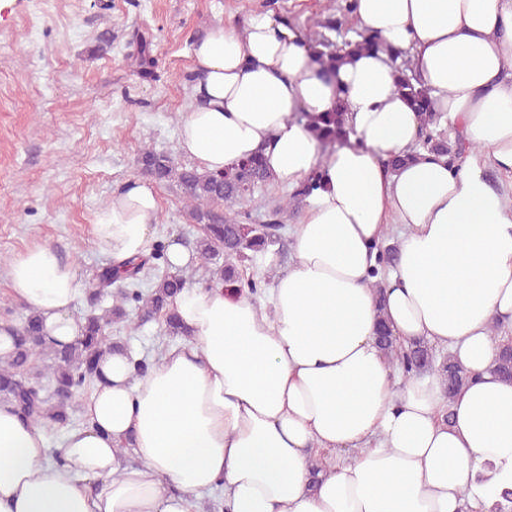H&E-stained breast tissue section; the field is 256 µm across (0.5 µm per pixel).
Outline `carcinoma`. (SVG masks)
<instances>
[{
    "instance_id": "obj_1",
    "label": "carcinoma",
    "mask_w": 512,
    "mask_h": 512,
    "mask_svg": "<svg viewBox=\"0 0 512 512\" xmlns=\"http://www.w3.org/2000/svg\"><path fill=\"white\" fill-rule=\"evenodd\" d=\"M397 87L422 113L421 139L431 150L448 154L441 142H433L431 126L436 123L433 113L422 106L426 90L412 79L400 74ZM316 135L325 144L347 136L343 113L327 112L316 120ZM137 163L140 171L158 181L173 180L179 186L191 221L202 228L196 243L197 267L203 270L205 284H222L234 294L258 293L261 278L247 267L256 257L278 256L282 252L285 225L281 218L285 205L279 203L267 210L261 224H245L239 215H224V204H236L252 199L256 189L270 180L262 160L245 159L232 169L220 173L202 171L196 166H183L165 151L145 147ZM158 254L133 259L114 270L112 265L97 268L86 283L88 300L95 304L103 297L112 305L101 314H89L81 327V336L70 345H56L45 340L41 316L31 310L23 325L9 327L13 350L0 357V402L12 405L24 420L51 431L71 424L75 397L73 394L92 388L102 380L100 363L110 351H123L126 344L112 338V326L133 325L159 318L168 336H186L179 315L171 307L173 297L187 284L180 272L162 270L153 265ZM393 246H377L376 265L371 269L373 287L383 293L386 270L396 262ZM147 281L154 282L151 292L143 291ZM117 290H112V286ZM378 342L386 356L396 362L403 373L418 377L436 372L442 378L447 398L472 382L461 365L450 355L441 359L429 345L413 341L403 344L380 321ZM498 356L492 371L512 383V338L500 335ZM42 355L53 361L52 385L43 386L29 374Z\"/></svg>"
}]
</instances>
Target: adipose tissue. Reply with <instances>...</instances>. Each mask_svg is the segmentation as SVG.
Masks as SVG:
<instances>
[{
  "mask_svg": "<svg viewBox=\"0 0 512 512\" xmlns=\"http://www.w3.org/2000/svg\"><path fill=\"white\" fill-rule=\"evenodd\" d=\"M355 13L383 48L332 72L268 17L197 44L178 149L208 172L262 155L291 188L320 168L296 259L267 295L186 287L172 306L190 334L146 373L133 354L106 356L80 407L89 427L61 436L64 466L45 428L0 403V512H202L211 488L224 512H464L512 487V384L489 371L494 326L512 327V194L487 177L512 173V0H356ZM403 50L458 161L418 146L420 116L396 87ZM338 105L349 136L327 152L310 120ZM158 213L152 185L130 181L91 236L113 264L148 256ZM392 224L404 232L379 293L369 271ZM7 275L49 339L77 338L85 290L52 246ZM382 321L446 349L473 383L449 401L439 377H404L376 343Z\"/></svg>",
  "mask_w": 512,
  "mask_h": 512,
  "instance_id": "ef3b65f1",
  "label": "adipose tissue"
}]
</instances>
